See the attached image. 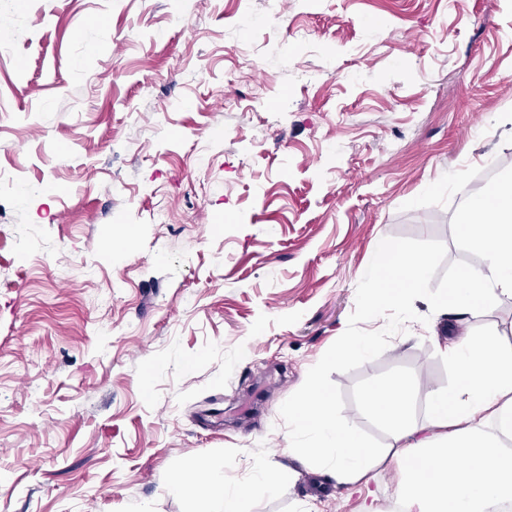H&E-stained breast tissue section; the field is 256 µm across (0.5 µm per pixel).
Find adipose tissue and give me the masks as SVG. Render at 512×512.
I'll return each instance as SVG.
<instances>
[{
	"instance_id": "adipose-tissue-1",
	"label": "adipose tissue",
	"mask_w": 512,
	"mask_h": 512,
	"mask_svg": "<svg viewBox=\"0 0 512 512\" xmlns=\"http://www.w3.org/2000/svg\"><path fill=\"white\" fill-rule=\"evenodd\" d=\"M470 216L459 231L483 257L478 268L460 270L449 288L446 306L453 316L477 313L498 295H512V176L499 180L492 191L468 197ZM457 362L453 389L429 394V414L412 420L403 381L370 387L368 407L391 428L393 444L387 453L363 444L351 429L336 428L331 400L319 386L294 404L295 426L312 434L308 453L323 457L335 449L332 465L338 485L369 482L370 473L389 462L402 475L398 495L403 512H491L496 503L512 502V349L495 337L480 342L451 344ZM174 486L218 505L219 512H253L254 503L275 491L268 474L235 489L226 488L223 472L207 468L201 482L175 474Z\"/></svg>"
}]
</instances>
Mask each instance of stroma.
Listing matches in <instances>:
<instances>
[{
	"label": "stroma",
	"instance_id": "obj_1",
	"mask_svg": "<svg viewBox=\"0 0 512 512\" xmlns=\"http://www.w3.org/2000/svg\"><path fill=\"white\" fill-rule=\"evenodd\" d=\"M0 512H195L172 473L254 512H360L279 409L345 331L386 237H461L512 175V0H0ZM255 65L245 69L242 56ZM170 212L154 223L157 204ZM417 320L331 373L452 388L460 333L512 347V297ZM171 483L189 495L218 505L220 510L214 512H252L258 499L277 488L275 480L263 472L259 478L246 485L228 489L224 486V473L216 467H208L200 483L189 480L183 473L175 474Z\"/></svg>",
	"mask_w": 512,
	"mask_h": 512
}]
</instances>
